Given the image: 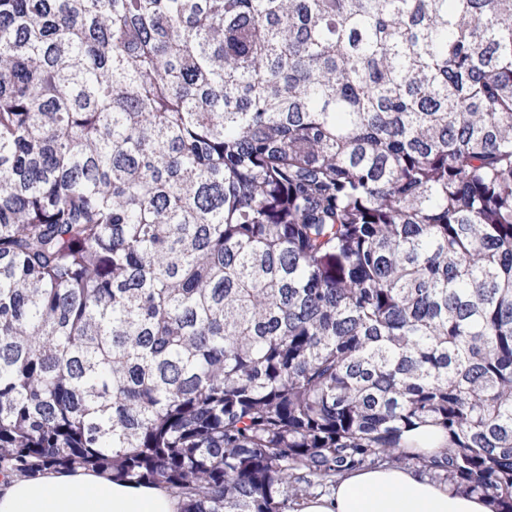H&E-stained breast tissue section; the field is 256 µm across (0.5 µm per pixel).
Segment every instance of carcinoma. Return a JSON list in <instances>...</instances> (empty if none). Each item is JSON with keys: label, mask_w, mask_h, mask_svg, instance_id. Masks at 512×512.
I'll use <instances>...</instances> for the list:
<instances>
[{"label": "carcinoma", "mask_w": 512, "mask_h": 512, "mask_svg": "<svg viewBox=\"0 0 512 512\" xmlns=\"http://www.w3.org/2000/svg\"><path fill=\"white\" fill-rule=\"evenodd\" d=\"M383 464L512 512V0H0V475Z\"/></svg>", "instance_id": "cac0c4a2"}]
</instances>
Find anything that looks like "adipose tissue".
Listing matches in <instances>:
<instances>
[{
	"mask_svg": "<svg viewBox=\"0 0 512 512\" xmlns=\"http://www.w3.org/2000/svg\"><path fill=\"white\" fill-rule=\"evenodd\" d=\"M159 485H134L94 470L45 469L0 479V512H177ZM295 512H493L489 499L437 483L410 467L354 470Z\"/></svg>",
	"mask_w": 512,
	"mask_h": 512,
	"instance_id": "obj_1",
	"label": "adipose tissue"
}]
</instances>
